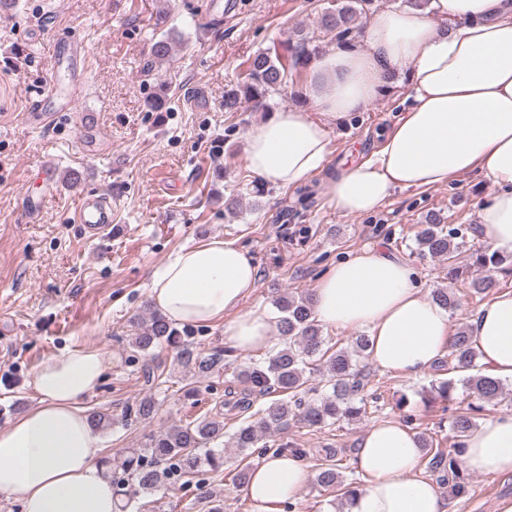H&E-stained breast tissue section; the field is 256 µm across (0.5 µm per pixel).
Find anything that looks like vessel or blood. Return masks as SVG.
I'll return each instance as SVG.
<instances>
[{"instance_id": "vessel-or-blood-1", "label": "vessel or blood", "mask_w": 512, "mask_h": 512, "mask_svg": "<svg viewBox=\"0 0 512 512\" xmlns=\"http://www.w3.org/2000/svg\"><path fill=\"white\" fill-rule=\"evenodd\" d=\"M86 47L76 40H63L58 44L53 62L57 72L53 74L50 87L46 93L35 100L27 114L28 123L46 126L51 124L62 112H72L76 109V100L66 92L61 81L63 76L74 75L86 61ZM84 135L83 145L88 152H98L105 141V136L99 124L91 117L81 121ZM76 223L82 224L89 236L102 235L112 228V201L110 198L96 193L83 195L76 215Z\"/></svg>"}]
</instances>
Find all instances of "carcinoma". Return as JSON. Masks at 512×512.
Returning a JSON list of instances; mask_svg holds the SVG:
<instances>
[{"mask_svg":"<svg viewBox=\"0 0 512 512\" xmlns=\"http://www.w3.org/2000/svg\"><path fill=\"white\" fill-rule=\"evenodd\" d=\"M372 0H336V7L328 9L320 17L321 33L338 42L346 43L352 33L361 27ZM289 55L281 56L270 51H260L246 61V78L224 94V111L237 112L244 102L263 105L266 95L278 90L288 71L306 69L319 54L321 46L311 38L299 36L287 46ZM471 227L464 224H443L435 217L424 225L417 235L419 254L448 259V277L456 275L453 267L460 248L463 247ZM476 274L470 283L473 293L481 294L497 285V275L503 265L512 260V254H504L486 247L471 254ZM433 300L453 311L461 305V298L454 292L437 289ZM282 313L280 324L286 340L269 356L261 369L246 366L239 376L249 380L261 394L277 391L284 398L272 402L256 423L244 422L233 433L230 447L248 457L268 451L263 440L271 434H282L288 422L294 418L310 426H322L340 419L355 420L367 414V406L377 402L379 396L368 389L370 375L358 367V359L367 353L370 339L367 335L355 337L352 346L338 348L332 353L324 350L325 339L315 319L312 298L308 295L295 297L284 294L275 302ZM166 344L178 349L182 366L196 379H207L224 367V355L218 352L203 354L197 351L194 330L179 329L156 311L137 324L132 347L146 353ZM324 358L323 377L327 393L319 399L307 401L302 396L311 381L306 374L308 360ZM449 357L455 368L476 369L477 354L469 326L463 324L451 334ZM471 394L479 403H469L456 411L451 418L454 442L451 449L438 450L432 458V468L448 480V492L454 498L469 493V481L458 458L461 438L475 425V413L482 409L481 402H489L503 395L504 384L480 372L465 380ZM224 437V422L215 418H199L184 424H175L151 437L143 448H129L121 456L112 459V482L124 489V495L132 499L137 494L152 491L169 481L181 482L187 487L204 468L216 471L222 466L224 449L212 444ZM318 483L323 488H336L343 495L354 493L355 487L345 483L337 465L321 468Z\"/></svg>","mask_w":512,"mask_h":512,"instance_id":"cac0c4a2","label":"carcinoma"}]
</instances>
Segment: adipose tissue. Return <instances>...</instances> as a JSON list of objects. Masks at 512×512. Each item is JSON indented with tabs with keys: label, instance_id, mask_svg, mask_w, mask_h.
I'll use <instances>...</instances> for the list:
<instances>
[{
	"label": "adipose tissue",
	"instance_id": "obj_1",
	"mask_svg": "<svg viewBox=\"0 0 512 512\" xmlns=\"http://www.w3.org/2000/svg\"><path fill=\"white\" fill-rule=\"evenodd\" d=\"M406 76L409 104L377 150L329 183L330 207L345 215L378 211L395 190L447 184L480 171L496 191L478 208L482 241L512 251V0H430L377 15L364 44L318 56L308 84L311 108H282L251 127L243 161L259 181L297 187L326 170L330 132ZM257 268L235 242L214 239L174 252L150 277L148 296L176 325L224 321V342L242 352L281 341L277 317L243 310ZM317 321L367 328L378 369L414 377L448 348L447 310L423 295L408 263L379 247L337 263L312 290ZM488 375L512 381V291L497 292L469 320ZM100 349L50 359L33 375L36 405L0 429V494L23 512H118V495L98 433L84 407L101 383ZM417 437L395 421L358 441L362 485L345 512H448L436 484L418 469ZM464 467L512 474V412L485 418L464 439ZM313 480L298 458L265 457L244 494L252 512H281Z\"/></svg>",
	"mask_w": 512,
	"mask_h": 512
}]
</instances>
